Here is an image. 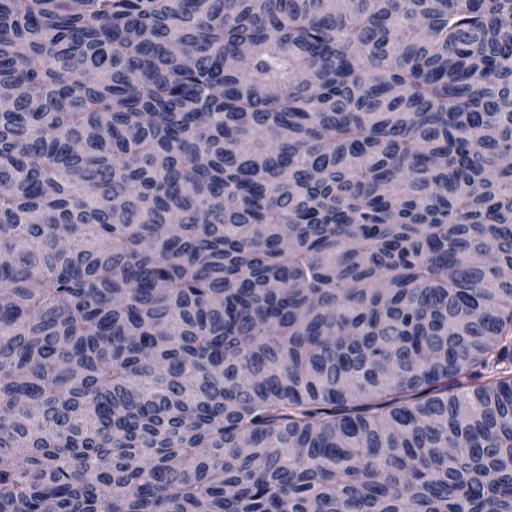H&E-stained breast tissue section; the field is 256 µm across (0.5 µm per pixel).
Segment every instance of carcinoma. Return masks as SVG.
Segmentation results:
<instances>
[{
  "label": "carcinoma",
  "instance_id": "cac0c4a2",
  "mask_svg": "<svg viewBox=\"0 0 512 512\" xmlns=\"http://www.w3.org/2000/svg\"><path fill=\"white\" fill-rule=\"evenodd\" d=\"M0 512H512V0H0Z\"/></svg>",
  "mask_w": 512,
  "mask_h": 512
}]
</instances>
